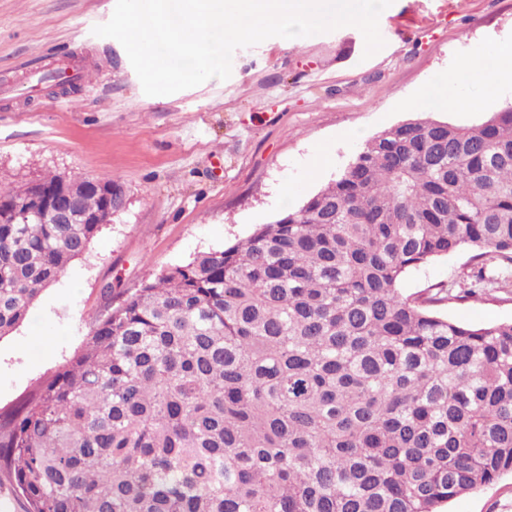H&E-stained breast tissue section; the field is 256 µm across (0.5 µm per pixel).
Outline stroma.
I'll return each mask as SVG.
<instances>
[{"label": "stroma", "mask_w": 512, "mask_h": 512, "mask_svg": "<svg viewBox=\"0 0 512 512\" xmlns=\"http://www.w3.org/2000/svg\"><path fill=\"white\" fill-rule=\"evenodd\" d=\"M115 3L0 0V182L22 187L49 172L108 179L114 198L88 250L0 338L1 413L79 353L122 292L244 241L334 180L375 134L419 110L469 126L512 103V79L492 91L471 71L478 55L512 41V0H394L372 57L352 26L299 42L272 37L235 50L228 79L160 96L144 94L117 40L93 33ZM35 57L85 76L30 92ZM451 72L469 108L428 97ZM472 272L460 252L407 271L402 292L448 289L439 311L463 323L512 320V285L458 300ZM448 509L512 512V475Z\"/></svg>", "instance_id": "stroma-1"}]
</instances>
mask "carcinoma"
I'll return each instance as SVG.
<instances>
[{
	"label": "carcinoma",
	"mask_w": 512,
	"mask_h": 512,
	"mask_svg": "<svg viewBox=\"0 0 512 512\" xmlns=\"http://www.w3.org/2000/svg\"><path fill=\"white\" fill-rule=\"evenodd\" d=\"M32 188L0 186V337L102 229L22 222ZM103 209L77 189L80 215ZM463 250L476 284L512 267V105L420 112L244 242L122 293L0 413V470L28 512H442L512 472V321L402 293Z\"/></svg>",
	"instance_id": "carcinoma-1"
}]
</instances>
